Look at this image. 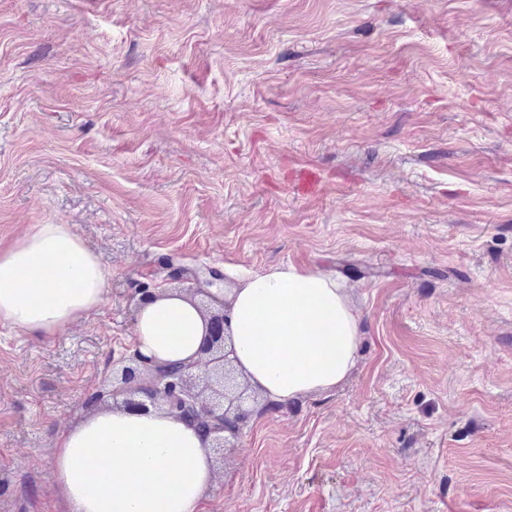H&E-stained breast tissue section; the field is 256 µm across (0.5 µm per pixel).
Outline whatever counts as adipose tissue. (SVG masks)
Returning <instances> with one entry per match:
<instances>
[{"instance_id": "ef3b65f1", "label": "adipose tissue", "mask_w": 512, "mask_h": 512, "mask_svg": "<svg viewBox=\"0 0 512 512\" xmlns=\"http://www.w3.org/2000/svg\"><path fill=\"white\" fill-rule=\"evenodd\" d=\"M108 272L65 224H37L0 249V324L60 335L99 307ZM230 295L235 365L251 387L285 404L340 383L355 364L359 321L336 278L295 265L244 271ZM204 318L169 290L135 318L130 346L182 361ZM71 512H205L214 462L197 432L164 414L103 410L62 433L53 455Z\"/></svg>"}]
</instances>
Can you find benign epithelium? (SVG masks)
Segmentation results:
<instances>
[{"instance_id":"7a95c632","label":"benign epithelium","mask_w":512,"mask_h":512,"mask_svg":"<svg viewBox=\"0 0 512 512\" xmlns=\"http://www.w3.org/2000/svg\"><path fill=\"white\" fill-rule=\"evenodd\" d=\"M228 328V314L206 312L195 358L167 362L134 353L120 370V383L88 394L83 404L90 410L110 405L127 413L163 411L191 424L205 447L224 459L253 413L226 351Z\"/></svg>"}]
</instances>
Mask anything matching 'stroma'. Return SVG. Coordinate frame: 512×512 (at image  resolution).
<instances>
[{"label": "stroma", "mask_w": 512, "mask_h": 512, "mask_svg": "<svg viewBox=\"0 0 512 512\" xmlns=\"http://www.w3.org/2000/svg\"><path fill=\"white\" fill-rule=\"evenodd\" d=\"M37 224L107 301L0 325V512H70L139 288L288 264L347 282L357 364L253 414L208 512H512V0H0V247Z\"/></svg>", "instance_id": "1"}]
</instances>
